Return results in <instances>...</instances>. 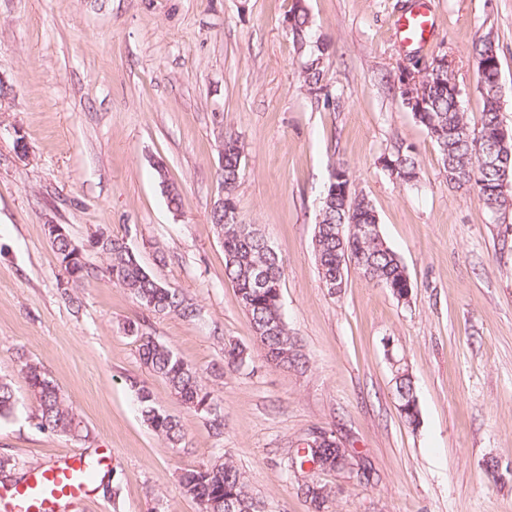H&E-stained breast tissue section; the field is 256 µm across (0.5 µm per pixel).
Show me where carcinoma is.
Wrapping results in <instances>:
<instances>
[{"instance_id": "cac0c4a2", "label": "carcinoma", "mask_w": 512, "mask_h": 512, "mask_svg": "<svg viewBox=\"0 0 512 512\" xmlns=\"http://www.w3.org/2000/svg\"><path fill=\"white\" fill-rule=\"evenodd\" d=\"M286 19L289 32L298 50L307 55L301 76L309 90L322 89L324 66L319 58L326 50L310 44L311 21L301 0H293ZM482 109L479 121L471 123L461 104V96L448 89L455 79L453 69H438L425 73L417 91L425 102V115L417 121L437 148L443 169H465L473 176V187L485 209L493 216L512 205V177L502 181L485 171L473 144L449 131L458 127L492 133L503 123L500 99L487 93L488 88L501 82V69L478 72ZM244 146L239 136L224 133V165L220 167L224 186V209L214 210L211 222L224 248L225 274L234 284L239 302L250 319L257 347L266 362L275 367H297L303 364V355L297 337L288 328L283 310L281 283L283 268L276 250L252 224L240 219L235 190L241 175ZM399 162L403 176L400 184L411 185L418 178L419 163L411 145H399L389 155ZM320 220L315 225L313 247L319 274L324 286L336 285L339 259L349 254L358 265V271L377 287L392 295H403L409 274L400 257L380 237H369L364 232L367 224L378 222L373 205L353 194L337 195L326 189L319 210ZM52 249L66 274V282L78 288L97 279L99 272L109 275L112 282L126 289L140 308L153 317L177 315L188 321L201 318L202 309L188 300L182 292L161 283L142 264L140 257L118 238L101 234L88 241V246H77L71 236L49 238ZM92 250L102 255L105 267L90 266L85 252ZM128 331L137 337L142 363L154 375L162 378L171 393L187 409L204 415L213 434L224 433V408L215 391L204 383L200 369L183 360L171 347L143 331L142 324L128 325ZM250 358L245 349L229 346L224 349V367L239 370ZM406 368L394 377L395 396L405 394L413 400L401 417L412 428L420 424V409L412 377ZM30 398L34 403L33 420L43 431L79 436L84 430L80 415L70 406L43 368L25 361L21 368ZM141 417L153 432L168 446L177 448L185 441V432L179 417L156 406L150 390L132 382ZM19 401L11 381L0 379V420L13 417ZM349 460L341 451L333 435L313 447L296 449L288 457L286 470L291 475L304 472L305 465L322 461L328 469H336L338 460ZM183 493L199 505V512H264L261 501L253 495L242 472L233 460L218 452L213 460L196 469H188L180 476ZM329 492L314 479L307 488L315 512H321Z\"/></svg>"}]
</instances>
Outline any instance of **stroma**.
<instances>
[{
    "instance_id": "stroma-1",
    "label": "stroma",
    "mask_w": 512,
    "mask_h": 512,
    "mask_svg": "<svg viewBox=\"0 0 512 512\" xmlns=\"http://www.w3.org/2000/svg\"><path fill=\"white\" fill-rule=\"evenodd\" d=\"M412 4L303 0L329 45L326 89L314 95L285 23L292 0H0V377L20 403L0 421V459L15 477L83 453L102 459L104 477L69 512H198L179 476L221 450L265 512H312L285 463L322 429L371 473L318 472L324 512H512V207L490 215L474 188L449 184L398 88L400 72L423 74L448 55L477 120L473 48L489 38L512 126V0H433L432 42L407 52L396 22ZM228 131L244 143L241 217L283 261V314L307 357L298 369L263 363L224 273L210 215ZM400 143L418 154L412 186L380 163ZM334 160L374 206L410 276L409 302L355 270L338 294L324 287L313 235ZM159 165L181 211L167 205ZM49 223L79 244L102 232L124 240L201 320L145 319L105 276L64 293ZM141 320L214 385L223 437L141 364L127 330ZM229 344L252 366L215 375ZM391 352L413 375L418 428L397 410ZM25 360L44 367L87 437L35 428ZM136 381L180 417L184 446L167 447L143 422Z\"/></svg>"
}]
</instances>
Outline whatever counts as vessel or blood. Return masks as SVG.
<instances>
[{"mask_svg":"<svg viewBox=\"0 0 512 512\" xmlns=\"http://www.w3.org/2000/svg\"><path fill=\"white\" fill-rule=\"evenodd\" d=\"M397 33L405 49L423 48L435 33L431 0H415L397 21ZM97 470L93 458L64 455L40 470L33 482L11 493L10 512H64L80 500Z\"/></svg>","mask_w":512,"mask_h":512,"instance_id":"1","label":"vessel or blood"}]
</instances>
